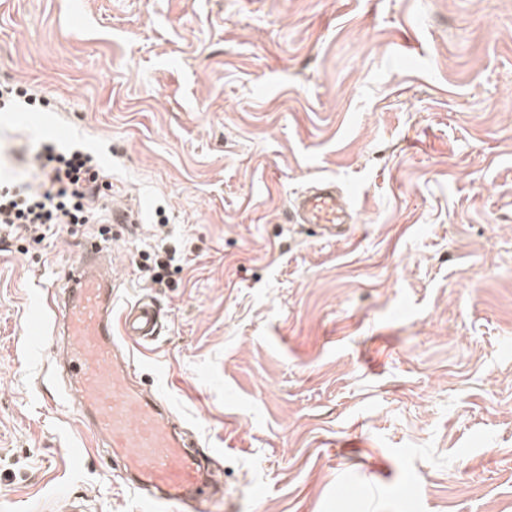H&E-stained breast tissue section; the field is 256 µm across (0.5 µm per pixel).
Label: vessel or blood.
I'll use <instances>...</instances> for the list:
<instances>
[{
    "instance_id": "obj_1",
    "label": "vessel or blood",
    "mask_w": 512,
    "mask_h": 512,
    "mask_svg": "<svg viewBox=\"0 0 512 512\" xmlns=\"http://www.w3.org/2000/svg\"><path fill=\"white\" fill-rule=\"evenodd\" d=\"M291 221L314 224L341 235L354 223L333 181H315L294 202ZM65 291H48L55 328L65 340L70 409L91 419L96 446L121 459L126 484L141 492L147 512L181 508L209 497L207 459L188 450L167 403L135 382L134 362L161 334L160 308L142 298L112 307V270L102 264L101 246H92L65 275Z\"/></svg>"
}]
</instances>
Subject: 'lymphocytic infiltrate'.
<instances>
[{"mask_svg": "<svg viewBox=\"0 0 512 512\" xmlns=\"http://www.w3.org/2000/svg\"><path fill=\"white\" fill-rule=\"evenodd\" d=\"M109 174L81 148L45 143L33 150L22 178L0 182V242L105 223Z\"/></svg>", "mask_w": 512, "mask_h": 512, "instance_id": "f902f5d3", "label": "lymphocytic infiltrate"}]
</instances>
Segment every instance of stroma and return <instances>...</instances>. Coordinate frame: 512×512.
I'll return each mask as SVG.
<instances>
[{"label": "stroma", "instance_id": "obj_1", "mask_svg": "<svg viewBox=\"0 0 512 512\" xmlns=\"http://www.w3.org/2000/svg\"><path fill=\"white\" fill-rule=\"evenodd\" d=\"M1 79L56 108L0 112V177L58 140L112 176L198 512H512V0H0ZM323 177L347 238L290 221ZM98 230L0 251V512H141L29 333Z\"/></svg>", "mask_w": 512, "mask_h": 512}]
</instances>
